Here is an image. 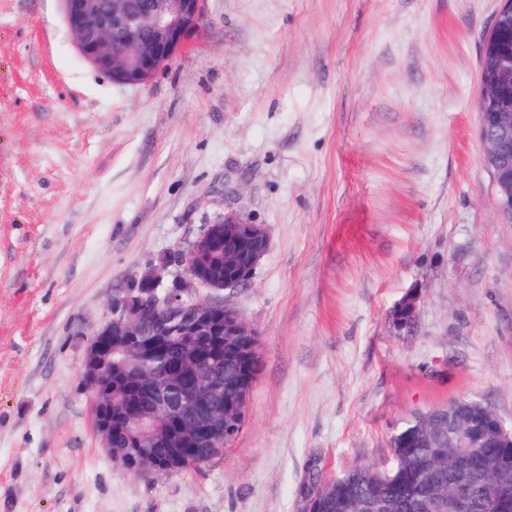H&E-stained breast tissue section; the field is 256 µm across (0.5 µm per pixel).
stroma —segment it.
<instances>
[{
  "label": "stroma",
  "mask_w": 512,
  "mask_h": 512,
  "mask_svg": "<svg viewBox=\"0 0 512 512\" xmlns=\"http://www.w3.org/2000/svg\"><path fill=\"white\" fill-rule=\"evenodd\" d=\"M500 0H204L140 85L62 0H0V512H304L387 466L414 414L512 424V218L479 138ZM235 211L267 225L225 291L263 370L239 438L171 475L113 464L81 362L127 281ZM418 295L411 327L397 304Z\"/></svg>",
  "instance_id": "stroma-1"
}]
</instances>
